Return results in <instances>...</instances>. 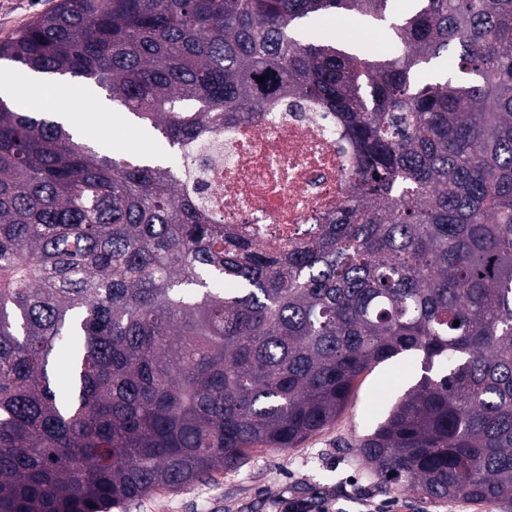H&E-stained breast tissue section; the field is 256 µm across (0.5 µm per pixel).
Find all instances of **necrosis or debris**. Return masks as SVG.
<instances>
[{
    "instance_id": "obj_1",
    "label": "necrosis or debris",
    "mask_w": 512,
    "mask_h": 512,
    "mask_svg": "<svg viewBox=\"0 0 512 512\" xmlns=\"http://www.w3.org/2000/svg\"><path fill=\"white\" fill-rule=\"evenodd\" d=\"M352 169V147L335 114L279 106L207 140L187 187L213 216L270 249L316 232L324 217L350 204Z\"/></svg>"
}]
</instances>
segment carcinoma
<instances>
[{
  "label": "carcinoma",
  "mask_w": 512,
  "mask_h": 512,
  "mask_svg": "<svg viewBox=\"0 0 512 512\" xmlns=\"http://www.w3.org/2000/svg\"><path fill=\"white\" fill-rule=\"evenodd\" d=\"M392 2L59 0L0 42L177 156L271 97L357 148L356 202L274 253L165 162L0 97V512H109L293 448L405 353L422 374L359 454L387 487L512 512V0ZM348 14L402 52L297 36ZM450 54L459 76L417 81Z\"/></svg>",
  "instance_id": "1"
}]
</instances>
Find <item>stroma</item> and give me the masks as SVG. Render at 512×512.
<instances>
[{
    "instance_id": "35a3bbf8",
    "label": "stroma",
    "mask_w": 512,
    "mask_h": 512,
    "mask_svg": "<svg viewBox=\"0 0 512 512\" xmlns=\"http://www.w3.org/2000/svg\"><path fill=\"white\" fill-rule=\"evenodd\" d=\"M58 0H0V41L11 38ZM85 141L113 157H167L168 148L141 127L113 112L111 121L90 125ZM421 374V360L405 354L362 375L335 421L285 449L255 448L239 467L177 490H159L110 512H283L306 500L330 512H500L493 504L436 503L379 479L354 444L386 416L395 400Z\"/></svg>"
}]
</instances>
